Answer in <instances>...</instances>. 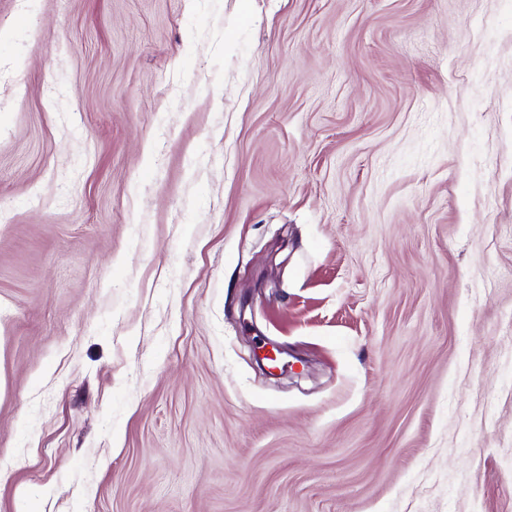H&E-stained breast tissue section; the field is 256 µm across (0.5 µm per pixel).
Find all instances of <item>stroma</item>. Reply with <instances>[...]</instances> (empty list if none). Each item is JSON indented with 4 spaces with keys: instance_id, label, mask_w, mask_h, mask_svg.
Masks as SVG:
<instances>
[{
    "instance_id": "35a3bbf8",
    "label": "stroma",
    "mask_w": 512,
    "mask_h": 512,
    "mask_svg": "<svg viewBox=\"0 0 512 512\" xmlns=\"http://www.w3.org/2000/svg\"><path fill=\"white\" fill-rule=\"evenodd\" d=\"M0 512H512V0H0Z\"/></svg>"
}]
</instances>
